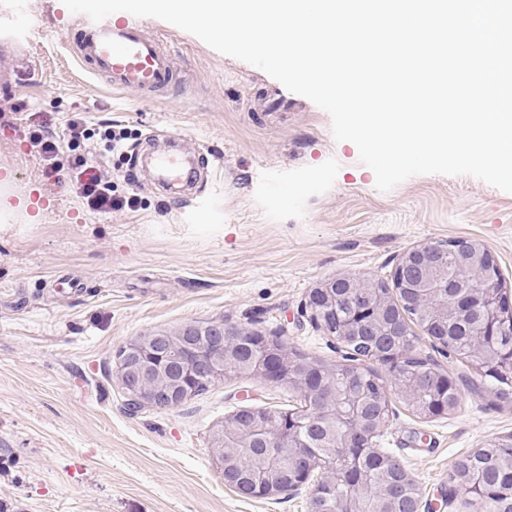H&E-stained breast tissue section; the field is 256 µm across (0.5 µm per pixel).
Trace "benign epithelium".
Returning a JSON list of instances; mask_svg holds the SVG:
<instances>
[{
  "label": "benign epithelium",
  "instance_id": "benign-epithelium-1",
  "mask_svg": "<svg viewBox=\"0 0 512 512\" xmlns=\"http://www.w3.org/2000/svg\"><path fill=\"white\" fill-rule=\"evenodd\" d=\"M462 259L463 279L457 287L466 289L460 299H453L452 305H437L423 289L433 287V275L443 266H448V255ZM492 255L486 249L477 250L476 242L469 239L452 240L447 244L426 243L405 251L393 273V282L403 291H414L411 306L424 309L427 316L422 320V331L429 338L447 335L448 321L460 317L478 314L473 324V335L481 345L485 337L491 335L494 327H512V302L502 289L497 287L489 274ZM343 288L371 289L375 294V303L364 310L339 311L336 307L338 292ZM310 310L313 323L323 330H332L334 339L341 347L348 344L349 336H366L375 340L391 335L376 320V311L381 310L392 323L403 316L402 311L388 310L383 301L380 285L374 280L354 275H343L319 282L312 288L305 301ZM195 324H188L173 332L145 333L120 348L116 365V377L122 386L130 410L138 411L145 407H157L161 397L176 408L194 395V382L198 380L218 383L224 380V366L234 358L236 350L224 346L223 355L218 357L208 348L190 341L191 330ZM205 328L211 330L214 338L222 343L226 339L243 338L252 334L244 327L228 326L224 323H210ZM281 369L265 364L264 358L252 360L244 367V375L256 376L279 383L294 382L297 391L302 394H314L318 402L313 410L296 418L293 410H288L286 422L276 431L266 427L269 409L263 406L242 405L230 415L224 417L222 424L211 440V447L218 462H223L224 437L239 434L238 448H253L257 442L280 448H303L305 442L301 435L314 426L315 420L326 411H335V382L330 380L319 389H311L310 383L291 367L290 355L284 346L277 350ZM390 407L383 408L380 422L368 427L360 414L356 413L348 421L339 446L357 448L361 445L375 451L379 450L378 438L382 434L389 418ZM302 471L299 478L288 488L277 484L259 482L250 493L256 498L273 499L285 492H296L308 483H313L310 501H315L322 484L332 481L333 469L323 462L300 455ZM390 465L400 472L398 482L386 490V502L390 505L398 500L406 503V512H420L421 494L418 486L397 459L389 460Z\"/></svg>",
  "mask_w": 512,
  "mask_h": 512
}]
</instances>
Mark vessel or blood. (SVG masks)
Masks as SVG:
<instances>
[{
  "label": "vessel or blood",
  "mask_w": 512,
  "mask_h": 512,
  "mask_svg": "<svg viewBox=\"0 0 512 512\" xmlns=\"http://www.w3.org/2000/svg\"><path fill=\"white\" fill-rule=\"evenodd\" d=\"M74 52L91 73L118 90L160 95L175 83L171 51L161 49L135 21H91L80 16L74 26ZM182 155L157 157L162 180L190 183L193 173L182 164Z\"/></svg>",
  "instance_id": "b4317fda"
}]
</instances>
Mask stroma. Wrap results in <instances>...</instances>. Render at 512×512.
<instances>
[{"mask_svg": "<svg viewBox=\"0 0 512 512\" xmlns=\"http://www.w3.org/2000/svg\"><path fill=\"white\" fill-rule=\"evenodd\" d=\"M74 15L61 0H0V34L24 38L0 89V192L41 197L33 224L0 218V512H309V488L276 499L224 483L210 435L241 405L288 409V386L243 376L173 409L129 411L117 352L150 331L225 323L278 336L335 363L342 352L304 308L325 279L391 282L401 254L470 239L495 257L512 295V193L469 176L408 178L390 191L336 140L307 98L263 112L279 83L157 18L142 25L174 52L180 81L155 97L115 91L86 73L65 39ZM61 123L86 112L122 125L135 146L103 162L135 208L83 207L69 154L46 176L22 119ZM204 166L190 197L165 189L144 158L172 140ZM224 156L206 169L209 149ZM459 407L422 419L392 396L380 445L421 491V512H481L469 495L442 499L455 464L493 437H512V403L464 359L446 362Z\"/></svg>", "mask_w": 512, "mask_h": 512, "instance_id": "obj_1", "label": "stroma"}]
</instances>
